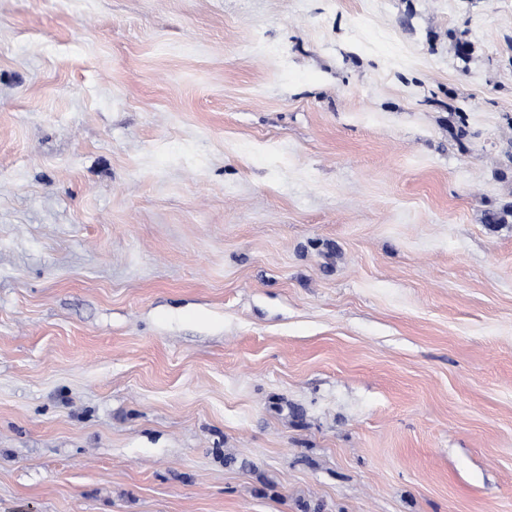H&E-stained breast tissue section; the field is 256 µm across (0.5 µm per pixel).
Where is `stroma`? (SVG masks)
<instances>
[{"label":"stroma","instance_id":"obj_1","mask_svg":"<svg viewBox=\"0 0 512 512\" xmlns=\"http://www.w3.org/2000/svg\"><path fill=\"white\" fill-rule=\"evenodd\" d=\"M0 512H512V0H0Z\"/></svg>","mask_w":512,"mask_h":512}]
</instances>
